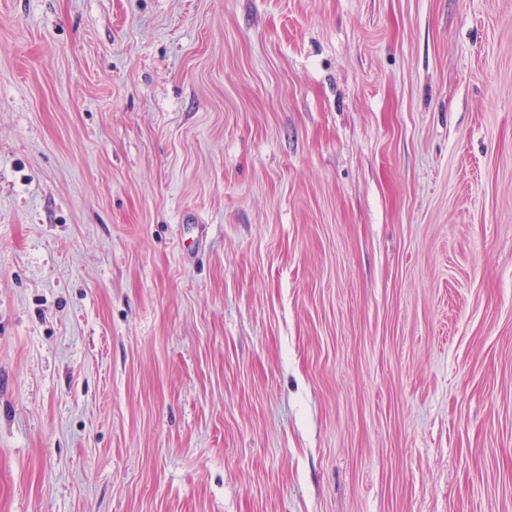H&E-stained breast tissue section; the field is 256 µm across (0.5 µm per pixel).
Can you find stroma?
<instances>
[{"mask_svg":"<svg viewBox=\"0 0 512 512\" xmlns=\"http://www.w3.org/2000/svg\"><path fill=\"white\" fill-rule=\"evenodd\" d=\"M0 512H512V0H0Z\"/></svg>","mask_w":512,"mask_h":512,"instance_id":"obj_1","label":"stroma"}]
</instances>
